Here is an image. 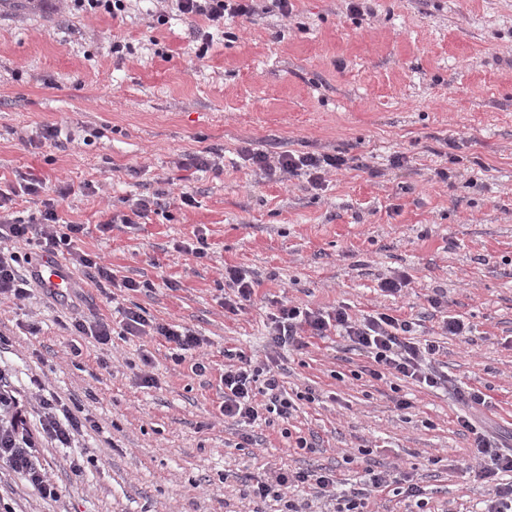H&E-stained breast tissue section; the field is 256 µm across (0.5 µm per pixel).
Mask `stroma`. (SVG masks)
<instances>
[{"label":"stroma","mask_w":512,"mask_h":512,"mask_svg":"<svg viewBox=\"0 0 512 512\" xmlns=\"http://www.w3.org/2000/svg\"><path fill=\"white\" fill-rule=\"evenodd\" d=\"M293 5L286 17L225 21L200 59L194 33L206 20L157 23L154 0H131L121 19L61 0H0V184L31 173L71 185L59 210L87 225L81 248L146 284L111 297L76 267L68 301L36 287L22 303L0 302V368L15 388L33 393L40 379L98 423L72 447L39 449L58 499L0 471L10 512H280V502L253 499L242 476L318 467L353 488L396 470L427 490L430 512H482L488 488L456 420L457 394L487 393L488 420L512 435V0ZM116 40L132 53L114 55ZM52 124L61 143L41 138ZM245 142L271 154L341 152L368 167L330 172L318 188L303 176L270 179L238 155ZM205 147L222 149L220 171L178 168ZM397 153L404 167L391 166ZM185 191L195 206L182 205ZM156 192L164 209L99 231L112 211ZM199 231L201 259L181 248ZM229 265L259 281L236 316L222 307ZM394 272L410 283L390 296L379 284ZM438 294L471 333L442 334L428 303ZM282 298L415 320V335L444 352L447 386L372 378L368 358L335 334L272 353L266 324ZM118 303L204 336L210 374L195 376L146 336L113 337L99 366L98 344L64 323L74 308L113 318ZM31 322L39 333L27 332ZM228 349L258 364L274 356L299 399L294 419L255 424L244 447L218 409ZM146 375L156 386H143ZM293 435L314 450L293 447ZM81 457L77 477L70 463Z\"/></svg>","instance_id":"stroma-1"}]
</instances>
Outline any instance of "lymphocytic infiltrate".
<instances>
[{
  "mask_svg": "<svg viewBox=\"0 0 512 512\" xmlns=\"http://www.w3.org/2000/svg\"><path fill=\"white\" fill-rule=\"evenodd\" d=\"M174 2L180 15L205 17L214 29L223 27L225 17L251 19L258 14L255 0ZM239 154L266 177L284 181L303 176L316 188L321 186L326 174L361 165L359 158L325 152L285 150L272 156L248 144L240 147ZM70 192L68 184L56 186L53 197L44 200L38 213L22 218L14 215L11 209L10 193L0 190V243L9 242L16 246L12 252L0 251V302L27 299L32 284L25 272L27 265L37 257H53L62 252L67 253L72 265L85 269L99 290L140 289V281L127 276L116 277L100 256L80 248L83 225L64 223L59 211L60 201ZM21 245L27 246V253H18L17 248ZM255 285L256 279L249 271L237 266L225 267L224 286L228 290L224 298L225 312L235 315L242 311L251 302ZM118 313L120 319L116 322L104 318L92 320L76 313L67 328L72 335L92 337L101 346L110 345L116 335L157 337L173 346L178 360L193 356L191 369L195 374L206 373V364L196 358L206 340L195 330L147 316L136 304L119 307ZM266 328L269 345L274 350L285 347L300 350L307 347L309 339L335 331L351 349L370 355L375 364L371 377H379L385 370L428 388L439 387L448 381L447 374L437 366L439 345L428 339L415 338L412 321L386 311L375 310L356 317L342 306L324 313L285 302L271 315ZM220 382L224 388L220 412L225 420L250 425L270 415L283 420L293 415L295 404L285 396L274 366L254 365L240 352L235 362L225 365ZM461 399L466 411L457 421L473 437L474 456L478 461L476 475L488 486L484 512H512V445L475 416L476 407L488 404L483 392H466ZM95 425L88 409L66 401L56 393L39 391L34 398L23 397L0 371V463L23 475L42 497H58L59 489L40 463L38 448L46 443L70 447L77 437ZM244 482L254 497L262 500L273 497L282 501V512H306L298 499L285 495L286 488L293 485L314 489L318 498L332 504L333 512H368L372 495L386 492L392 484L388 474L379 472L371 475L367 485L340 494L336 491L335 473L323 468L275 472L259 478L248 476Z\"/></svg>",
  "mask_w": 512,
  "mask_h": 512,
  "instance_id": "obj_1",
  "label": "lymphocytic infiltrate"
}]
</instances>
